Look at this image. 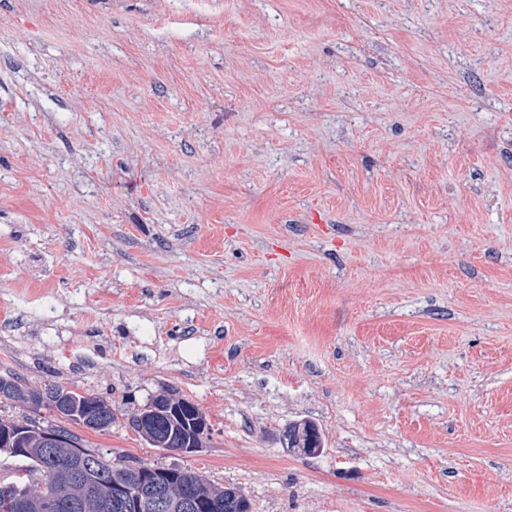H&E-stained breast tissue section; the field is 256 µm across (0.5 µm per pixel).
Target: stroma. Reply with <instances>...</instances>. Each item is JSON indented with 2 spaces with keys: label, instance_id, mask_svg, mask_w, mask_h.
<instances>
[{
  "label": "stroma",
  "instance_id": "obj_1",
  "mask_svg": "<svg viewBox=\"0 0 512 512\" xmlns=\"http://www.w3.org/2000/svg\"><path fill=\"white\" fill-rule=\"evenodd\" d=\"M509 111L512 0H0V375L251 512H512ZM66 400L74 407H79L80 411L94 414L104 413L107 420L106 426L97 430L98 433H105L112 428V423L115 422L117 416L112 411V406L107 400H104L93 394H82L75 391H67ZM154 397L144 403L143 407L135 414L147 418L145 434H139L148 443L163 452L189 454L200 451L208 427L200 437L201 448L184 447L189 438H193L196 434L194 429L196 418L201 417L207 426V422L197 406L187 398H181L183 405L178 410L175 406L179 402V398L168 395L166 400L160 403V408H172L173 413L166 409L154 411L150 404ZM288 447L299 448L305 454L315 453L321 448V436L316 425L311 421L295 422L285 431Z\"/></svg>",
  "mask_w": 512,
  "mask_h": 512
}]
</instances>
